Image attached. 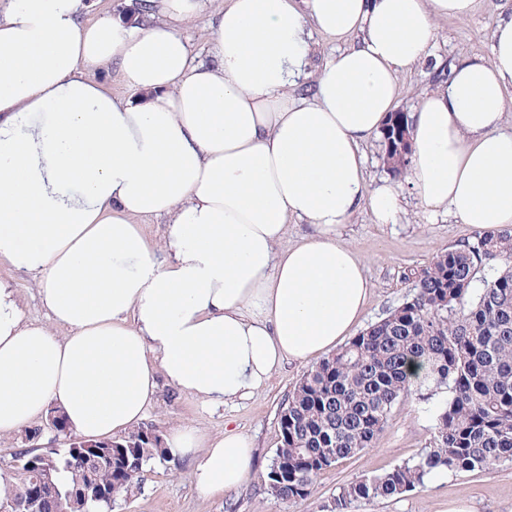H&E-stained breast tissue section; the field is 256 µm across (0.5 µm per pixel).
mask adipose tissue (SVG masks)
<instances>
[{
    "mask_svg": "<svg viewBox=\"0 0 512 512\" xmlns=\"http://www.w3.org/2000/svg\"><path fill=\"white\" fill-rule=\"evenodd\" d=\"M476 0H224L209 62L182 27L206 0H143L142 22H85L82 0H0V264L30 273L50 320L0 279V436L50 409L89 438L136 429L160 381L231 405L287 361L336 350L364 314L365 260L338 231L394 224L401 186H370L364 145L431 62L436 20ZM490 60L465 59L409 116L423 209L512 226V0ZM338 41L311 65L313 34ZM111 67L134 95L113 96ZM167 219L161 245L139 218ZM312 232L286 246L289 219ZM66 335H57V328ZM169 456L207 495L240 487L252 450L180 426Z\"/></svg>",
    "mask_w": 512,
    "mask_h": 512,
    "instance_id": "1",
    "label": "adipose tissue"
}]
</instances>
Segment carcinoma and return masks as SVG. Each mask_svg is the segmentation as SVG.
I'll use <instances>...</instances> for the list:
<instances>
[{
  "label": "carcinoma",
  "mask_w": 512,
  "mask_h": 512,
  "mask_svg": "<svg viewBox=\"0 0 512 512\" xmlns=\"http://www.w3.org/2000/svg\"><path fill=\"white\" fill-rule=\"evenodd\" d=\"M504 269L493 278L485 271ZM481 282L483 287L475 284ZM413 393L434 404V436L418 456L339 488L327 512L400 496L425 486L439 469L490 474L512 463V227L484 232L450 248L418 272L415 292L358 336L325 357L295 386L280 415L281 446L266 472L267 493L303 497L314 478L376 444L400 399ZM137 445L135 452L125 444ZM95 481L129 490L151 461L167 460L163 438L140 427L120 439ZM56 464L52 481L67 491L88 483L69 450L46 448ZM38 473L18 467L11 503L24 512H101L102 500L80 497L58 505L28 499Z\"/></svg>",
  "instance_id": "1"
}]
</instances>
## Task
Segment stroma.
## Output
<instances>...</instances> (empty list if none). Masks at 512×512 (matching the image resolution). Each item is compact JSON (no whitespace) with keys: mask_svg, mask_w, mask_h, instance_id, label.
<instances>
[{"mask_svg":"<svg viewBox=\"0 0 512 512\" xmlns=\"http://www.w3.org/2000/svg\"><path fill=\"white\" fill-rule=\"evenodd\" d=\"M498 0H476L475 11L464 22L437 21V38L430 53L441 65L463 57L491 58V37ZM404 211L395 224L373 223L367 211L356 212L344 225L342 239L363 256L371 293L365 323H373L387 310L400 305L414 292L415 275L450 247L474 241L476 232L452 216L423 210L409 183H402ZM308 371L306 364L286 362L266 386L234 405L208 408L160 383L157 400L145 425L159 434L189 425L208 438H218L232 426L250 443L255 464L250 476L236 490L201 494L194 483L189 461L149 463L138 489L112 502V512H324L343 484L382 473L409 460L433 439L434 421L423 403L407 396L394 408L373 448L322 471L309 493L289 501L274 499L264 487V477L274 451L281 444L280 413L296 384ZM71 432L51 429L39 419L36 433L22 431L0 438V474L13 476L14 459L26 448L51 446L65 449ZM465 500L470 512H512V464L490 474L478 472L435 473L426 486L388 500L352 504L349 512H448L450 502Z\"/></svg>","mask_w":512,"mask_h":512,"instance_id":"35a3bbf8","label":"stroma"}]
</instances>
